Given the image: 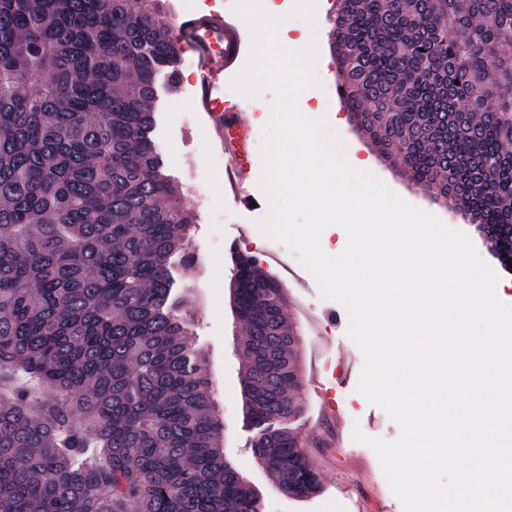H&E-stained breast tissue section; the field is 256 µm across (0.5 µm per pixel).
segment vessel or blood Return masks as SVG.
I'll return each instance as SVG.
<instances>
[{"mask_svg": "<svg viewBox=\"0 0 512 512\" xmlns=\"http://www.w3.org/2000/svg\"><path fill=\"white\" fill-rule=\"evenodd\" d=\"M172 23L198 58L200 81L196 110L211 122L225 156L232 163L228 176L232 191L240 202H247L244 184L249 173L240 159L243 144L224 135L228 127L242 132L247 129L237 105L224 100V78L233 72L238 59L251 46L246 29L236 19L219 13L197 18L176 16Z\"/></svg>", "mask_w": 512, "mask_h": 512, "instance_id": "obj_1", "label": "vessel or blood"}]
</instances>
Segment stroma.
<instances>
[{
  "label": "stroma",
  "instance_id": "stroma-1",
  "mask_svg": "<svg viewBox=\"0 0 512 512\" xmlns=\"http://www.w3.org/2000/svg\"><path fill=\"white\" fill-rule=\"evenodd\" d=\"M338 0H316L313 37L318 55L325 61L315 70L318 86L310 88L308 104L318 117L326 118L333 133L342 141L347 155L368 159V170L392 192L408 203L438 216L448 227L463 231L471 239L479 256L500 280L512 279L490 254L475 225L461 215L434 201L430 192L407 183L385 162L358 130L345 108L338 89L335 61L329 60V39ZM197 57L192 49L181 52L176 83L159 77L157 124L153 139L164 160V172L182 189L192 204L194 216L190 247L197 265L184 275L189 288V309L198 345L207 354L212 379L211 395L224 421V457L258 491L261 512H359L361 506L380 503L381 512H403L392 493L375 453L353 438L354 429L388 441L400 435V427L388 413L369 404L356 387L363 367V356L347 334L345 308L322 297L315 278L301 265L296 253H289L287 266L261 258L253 246L260 233L259 224L269 213L267 197L260 186L262 176L261 140L266 124L259 110L234 90L225 86L224 97L238 104L253 134L247 156L253 162L246 188L258 200L255 209L241 206L230 191H218L224 178V153L212 127L199 117L194 102L192 79ZM258 260L260 267L278 281L287 297V313L300 333L299 360L304 390L302 409L293 428L301 435L310 462L331 456L334 466L322 475L320 490L307 498H292L281 493L253 454L250 443L254 430L247 418V406L241 382L240 342L245 326L233 310V267L231 253ZM223 273H216V263ZM350 366L346 380L337 382L333 396L336 411L344 426L333 436L323 407L311 392L313 381H327L340 362ZM356 454L367 462L365 471L345 468L348 455Z\"/></svg>",
  "mask_w": 512,
  "mask_h": 512
}]
</instances>
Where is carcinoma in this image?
Masks as SVG:
<instances>
[{"label":"carcinoma","instance_id":"obj_1","mask_svg":"<svg viewBox=\"0 0 512 512\" xmlns=\"http://www.w3.org/2000/svg\"><path fill=\"white\" fill-rule=\"evenodd\" d=\"M138 2L0 0V512H259L170 266L193 218L151 133L181 46ZM509 45L512 0H340L330 43L355 125L512 271ZM285 304L235 260L252 450L302 497Z\"/></svg>","mask_w":512,"mask_h":512}]
</instances>
